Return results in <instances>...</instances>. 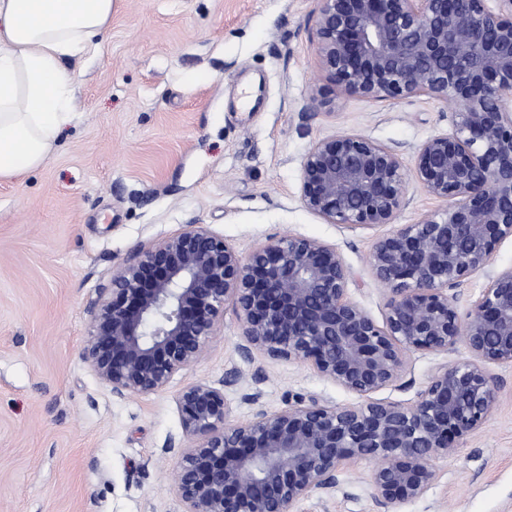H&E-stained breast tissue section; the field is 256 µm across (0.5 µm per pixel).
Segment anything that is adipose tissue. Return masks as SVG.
Masks as SVG:
<instances>
[{
	"instance_id": "adipose-tissue-1",
	"label": "adipose tissue",
	"mask_w": 512,
	"mask_h": 512,
	"mask_svg": "<svg viewBox=\"0 0 512 512\" xmlns=\"http://www.w3.org/2000/svg\"><path fill=\"white\" fill-rule=\"evenodd\" d=\"M114 0H0V181L40 168L76 120L69 61L95 55Z\"/></svg>"
}]
</instances>
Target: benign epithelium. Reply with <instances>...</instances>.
<instances>
[{
    "label": "benign epithelium",
    "mask_w": 512,
    "mask_h": 512,
    "mask_svg": "<svg viewBox=\"0 0 512 512\" xmlns=\"http://www.w3.org/2000/svg\"><path fill=\"white\" fill-rule=\"evenodd\" d=\"M316 53L325 84L368 100L426 96L452 106L448 131L415 151L413 171L446 208L378 238L367 265L385 287L382 322L350 295L355 276L339 249L281 235L248 256L207 226L184 224L139 248L90 306L83 359L112 395L163 390L196 362L224 308L242 324L241 356L307 362L363 399L336 405L301 395L270 413L261 394L228 422L224 390L187 386L178 397L185 436L176 487L185 512H296L331 495L351 464L367 474L379 512H405L439 480L434 464L477 432L499 402L493 366L512 365V267L490 272L512 239V0H319ZM403 162L358 133L318 140L304 157L301 200L328 224H392L405 206ZM487 284L465 313L468 278ZM470 357L437 364L412 404L373 399L398 382L407 355Z\"/></svg>",
    "instance_id": "1"
}]
</instances>
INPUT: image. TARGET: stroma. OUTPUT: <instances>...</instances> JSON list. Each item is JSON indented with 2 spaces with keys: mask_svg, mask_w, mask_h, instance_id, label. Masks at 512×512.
<instances>
[{
  "mask_svg": "<svg viewBox=\"0 0 512 512\" xmlns=\"http://www.w3.org/2000/svg\"><path fill=\"white\" fill-rule=\"evenodd\" d=\"M318 0H115L101 52L73 63L75 124L39 169L0 182V512H184L175 483L187 445L177 398L223 388L230 422L313 394L336 405L357 395L310 365L244 359L233 309L202 356L160 392L113 397L82 359L89 307L140 247L197 222L249 255L275 235L336 245L358 281L350 296L382 320L385 290L367 255L379 225L326 223L301 200L313 144L354 132L395 149L406 205L398 223L443 208L413 173L450 109L420 96L369 101L336 93L331 111L304 112L324 82L315 53ZM435 363L412 353L402 386L379 398L413 402ZM499 404L457 453L438 459V484L406 512H512V365L494 367ZM235 374L237 384L225 385ZM368 464L347 467L342 493L315 492L297 512H379Z\"/></svg>",
  "mask_w": 512,
  "mask_h": 512,
  "instance_id": "obj_1",
  "label": "stroma"
}]
</instances>
